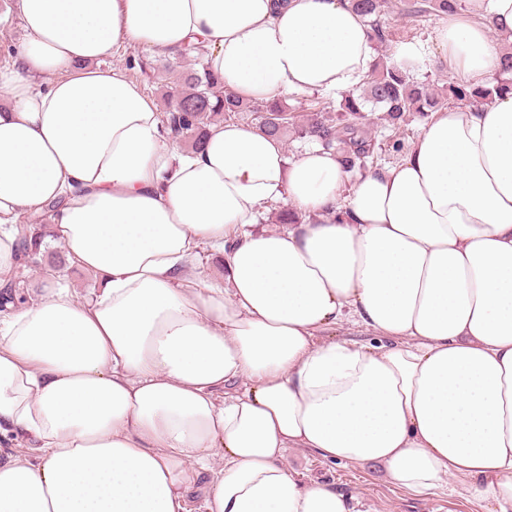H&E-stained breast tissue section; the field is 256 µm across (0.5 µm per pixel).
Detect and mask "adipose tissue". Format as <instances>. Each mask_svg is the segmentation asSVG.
<instances>
[{
    "instance_id": "ef3b65f1",
    "label": "adipose tissue",
    "mask_w": 512,
    "mask_h": 512,
    "mask_svg": "<svg viewBox=\"0 0 512 512\" xmlns=\"http://www.w3.org/2000/svg\"><path fill=\"white\" fill-rule=\"evenodd\" d=\"M0 70V275L17 212L96 285L50 274L0 318V512H359L289 452L380 465L416 494L461 486L512 512V92L433 113L395 163L234 122L183 150L106 61L122 46L208 66L248 100L333 95L377 50L348 0H15ZM512 42V0H462L431 41L473 84ZM279 203L299 224L270 226ZM224 268L205 274L201 248ZM380 336L337 338L343 324ZM20 19L12 8L11 0H0V70L11 66L12 56L4 58V48L16 46L26 39ZM9 42V43H8ZM57 273V280L71 291H75L78 294H84L94 288L95 280L91 275L82 273L75 267H71L69 264L61 270H55Z\"/></svg>"
}]
</instances>
